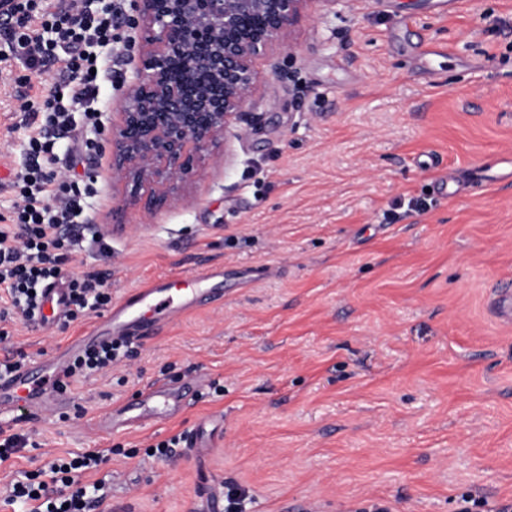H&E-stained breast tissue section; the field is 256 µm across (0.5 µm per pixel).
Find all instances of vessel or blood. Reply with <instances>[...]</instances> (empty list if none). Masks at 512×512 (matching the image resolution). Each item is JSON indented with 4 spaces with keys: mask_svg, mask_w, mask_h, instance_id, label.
<instances>
[{
    "mask_svg": "<svg viewBox=\"0 0 512 512\" xmlns=\"http://www.w3.org/2000/svg\"><path fill=\"white\" fill-rule=\"evenodd\" d=\"M65 296L62 289H47L43 305V326H50L62 314ZM184 308L179 295L170 293L168 282L158 278L148 282L125 302L113 306L99 321L88 327L82 336L59 347L55 358L41 364L38 370L21 368L7 377H0V413L26 405L38 412H52L63 405L60 395L51 393L53 382L63 378L71 355L82 347L99 344L107 340L126 339L137 341L146 338L157 328L158 316L176 317ZM488 310L502 325H512V289L493 287L488 298ZM177 391L163 388H148L144 399L135 408L134 414L118 419L113 414L104 415L99 426L102 430H140L151 423L162 420L163 409L177 403Z\"/></svg>",
    "mask_w": 512,
    "mask_h": 512,
    "instance_id": "b4317fda",
    "label": "vessel or blood"
}]
</instances>
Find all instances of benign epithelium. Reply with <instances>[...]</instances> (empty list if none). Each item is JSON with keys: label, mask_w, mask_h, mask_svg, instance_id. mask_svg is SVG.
Returning <instances> with one entry per match:
<instances>
[{"label": "benign epithelium", "mask_w": 512, "mask_h": 512, "mask_svg": "<svg viewBox=\"0 0 512 512\" xmlns=\"http://www.w3.org/2000/svg\"><path fill=\"white\" fill-rule=\"evenodd\" d=\"M338 0H135L140 66L112 121V177L176 193L219 143L244 138L254 59L291 47L295 22Z\"/></svg>", "instance_id": "1"}]
</instances>
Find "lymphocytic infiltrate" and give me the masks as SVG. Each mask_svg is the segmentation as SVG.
<instances>
[{
  "label": "lymphocytic infiltrate",
  "mask_w": 512,
  "mask_h": 512,
  "mask_svg": "<svg viewBox=\"0 0 512 512\" xmlns=\"http://www.w3.org/2000/svg\"><path fill=\"white\" fill-rule=\"evenodd\" d=\"M121 12L120 0H16L15 24L6 41L10 56L33 71L44 62H57L63 73L62 82L53 85L44 99L42 131L28 138L27 161L14 182L17 199L12 227L0 228V289L7 295L4 312L31 326L38 323L43 289L56 281L67 291L63 323L100 312L112 301L99 275L74 276L65 270L83 230L89 227L93 186L58 177L47 131H73L77 112L86 125L99 126L100 82L107 75L106 61L117 40ZM128 347V342L115 340L79 352L66 370L61 389L92 375L110 374ZM110 455L106 448L54 459L12 483L5 502L23 503L26 512H88L92 504L105 499L106 483L86 484L82 477L99 470Z\"/></svg>",
  "instance_id": "f902f5d3"
}]
</instances>
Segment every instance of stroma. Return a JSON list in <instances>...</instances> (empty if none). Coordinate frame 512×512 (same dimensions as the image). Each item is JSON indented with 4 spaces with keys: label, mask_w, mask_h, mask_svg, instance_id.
Masks as SVG:
<instances>
[{
    "label": "stroma",
    "mask_w": 512,
    "mask_h": 512,
    "mask_svg": "<svg viewBox=\"0 0 512 512\" xmlns=\"http://www.w3.org/2000/svg\"><path fill=\"white\" fill-rule=\"evenodd\" d=\"M282 73L252 98L247 136L226 144L155 214L112 178V114L140 60L114 44L91 133L55 141L61 176L92 180L68 269L113 301L158 276L220 268L211 299L130 345L111 375L74 383L61 415H0L30 434L0 464L10 483L50 460L108 448L95 512H462L512 503V327L487 308L512 283V0H342L293 32ZM59 64L0 61V214ZM93 317L45 329L0 322L38 366ZM176 383L158 425L107 433L112 407ZM205 447L148 446L198 423Z\"/></svg>",
    "instance_id": "35a3bbf8"
}]
</instances>
